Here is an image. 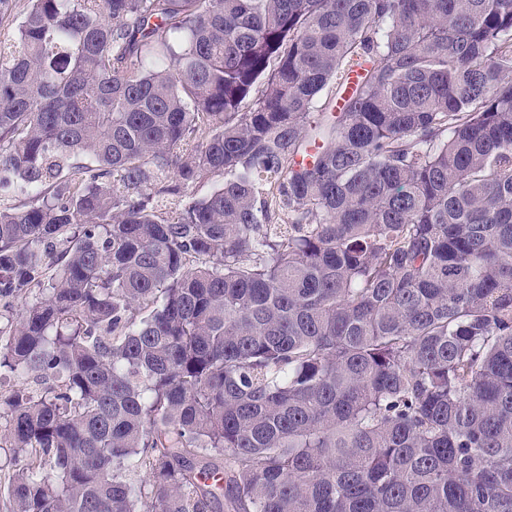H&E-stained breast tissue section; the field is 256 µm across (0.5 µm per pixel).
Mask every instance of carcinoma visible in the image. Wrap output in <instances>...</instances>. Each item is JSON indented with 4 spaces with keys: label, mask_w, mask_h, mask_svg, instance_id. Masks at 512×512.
Instances as JSON below:
<instances>
[{
    "label": "carcinoma",
    "mask_w": 512,
    "mask_h": 512,
    "mask_svg": "<svg viewBox=\"0 0 512 512\" xmlns=\"http://www.w3.org/2000/svg\"><path fill=\"white\" fill-rule=\"evenodd\" d=\"M1 192L6 512H512V0H28Z\"/></svg>",
    "instance_id": "1"
}]
</instances>
